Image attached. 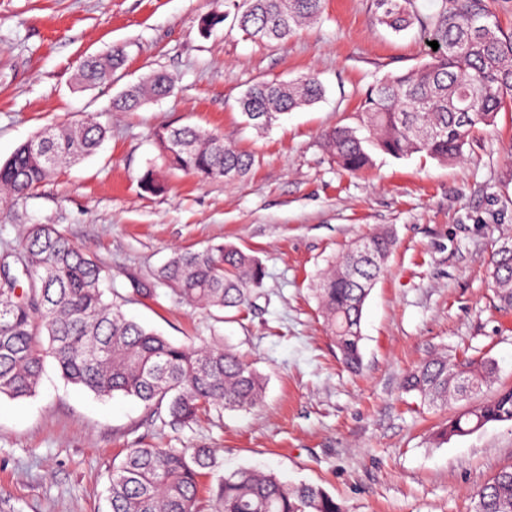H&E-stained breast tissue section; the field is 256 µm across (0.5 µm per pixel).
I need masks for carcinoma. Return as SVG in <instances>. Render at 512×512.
Listing matches in <instances>:
<instances>
[{"label": "carcinoma", "instance_id": "1", "mask_svg": "<svg viewBox=\"0 0 512 512\" xmlns=\"http://www.w3.org/2000/svg\"><path fill=\"white\" fill-rule=\"evenodd\" d=\"M324 0H226L233 10L202 20L211 30L232 18L247 36L283 43L294 28L320 18ZM379 24L395 33L415 25L439 44L431 60L400 75L379 79L365 95L357 126L322 132L324 146L345 170L372 164V150L396 158L424 153L440 162L462 158L474 131L512 111V33H506L490 0H438L433 13L417 0H373ZM123 49L89 56L78 85L107 84L125 62ZM171 78L153 72L112 103L135 112L165 98ZM322 87L313 77L296 82H261L239 104L245 122L263 133L289 111L314 103ZM109 127L89 114L41 130L0 162V197L20 199L62 168L96 152ZM163 167L140 178L146 193L168 192V174L181 171L202 181L244 177L255 157L224 141L222 133L199 125L163 126L153 133ZM395 241L389 231L364 237L319 273L312 291L326 330L350 370L362 361L364 303L387 270ZM265 276L260 261L233 245L178 249L155 281L132 279V293L152 298L155 283L173 297L206 310H240L252 305ZM491 287L500 305L512 308V239H503L490 259ZM104 265L56 224H29L20 248L0 250V397L33 396L45 359L54 361L69 383L99 397L116 393L155 410L165 423L187 426L212 409L246 410L260 404L265 379L234 350L217 342L175 345L153 329L126 317L105 299ZM489 360L431 358L412 369L403 387L425 402L448 400L477 390L494 376ZM512 423V388L501 389L446 420L442 441L488 423ZM217 467L212 448L128 449L112 467L108 512H199V478ZM219 512H345L342 502L306 482L289 485L271 472L238 469L220 477ZM473 512H512V468L500 470L473 495Z\"/></svg>", "mask_w": 512, "mask_h": 512}]
</instances>
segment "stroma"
I'll use <instances>...</instances> for the list:
<instances>
[{
    "label": "stroma",
    "mask_w": 512,
    "mask_h": 512,
    "mask_svg": "<svg viewBox=\"0 0 512 512\" xmlns=\"http://www.w3.org/2000/svg\"><path fill=\"white\" fill-rule=\"evenodd\" d=\"M224 0H0V161L51 124L102 114L98 152L18 202L0 203V242L18 245L26 224H57L105 266L111 298L177 345L218 341L264 376L263 402L214 410L197 423L164 424L134 399H102L65 381L47 362L35 396L0 399V512H106L105 489L127 449L206 447L215 474L202 480L201 512H217L211 488L238 468L305 481L347 512H471V494L512 467V425L490 423L448 442L449 416L512 387V311L503 312L488 265L512 235V112L476 131L461 160L379 153L367 172L340 169L322 131L359 122L366 90L429 60L419 28L394 34L372 0H325L320 19L281 45L251 40L231 22L203 32ZM127 59L110 85L82 90L81 60L113 47ZM173 93L137 112L114 96L150 70ZM315 75L325 94L266 135L246 127L238 100L260 81ZM197 124L255 156L232 181L171 177L162 196L139 180L161 166L151 136ZM391 231L396 248L362 319L363 362L344 368L311 284L355 241ZM232 244L265 270L251 307L193 309L167 288L133 296L130 279H152L173 250ZM436 354L493 360L490 386L440 408L403 392L407 371Z\"/></svg>",
    "instance_id": "35a3bbf8"
}]
</instances>
